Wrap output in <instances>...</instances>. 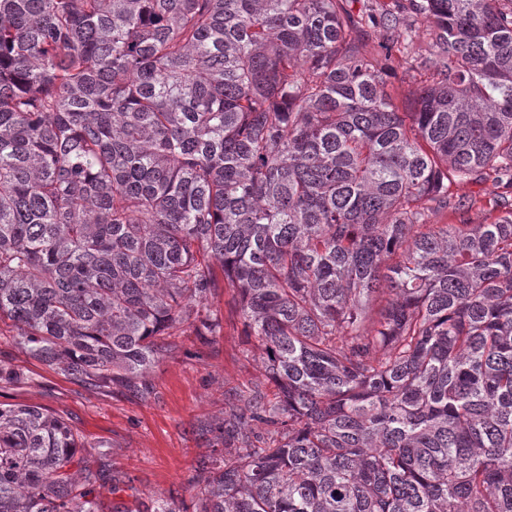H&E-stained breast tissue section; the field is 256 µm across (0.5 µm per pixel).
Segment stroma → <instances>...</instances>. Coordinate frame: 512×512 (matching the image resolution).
Masks as SVG:
<instances>
[{"label": "stroma", "mask_w": 512, "mask_h": 512, "mask_svg": "<svg viewBox=\"0 0 512 512\" xmlns=\"http://www.w3.org/2000/svg\"><path fill=\"white\" fill-rule=\"evenodd\" d=\"M408 0H351L354 15L401 9L413 29L411 41L394 52L386 87L401 111H409L412 92L425 81L431 61L424 26L407 10ZM452 193L473 199L465 217L449 212L432 216L435 224H486L494 214L482 185L460 183ZM240 330L225 327L208 339L187 343L163 358L149 379L153 392L134 398L112 388L74 382L51 370L12 342L9 326L0 323V360L20 374L17 383H0V404L35 406L67 417L83 440L107 444V469L128 473L142 497H187L197 457L207 444L196 430L199 419L224 407L225 391L264 378L258 353H246Z\"/></svg>", "instance_id": "stroma-1"}]
</instances>
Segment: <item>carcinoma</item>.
Wrapping results in <instances>:
<instances>
[{"label":"carcinoma","instance_id":"carcinoma-1","mask_svg":"<svg viewBox=\"0 0 512 512\" xmlns=\"http://www.w3.org/2000/svg\"><path fill=\"white\" fill-rule=\"evenodd\" d=\"M347 2L0 0V322L145 398L224 286L266 378L179 503L0 405V512H512V0H411V112ZM484 187V185L473 183H460L451 187V192L455 196L477 201L464 217L467 224H488L498 214V211L490 212L491 206L486 204Z\"/></svg>","mask_w":512,"mask_h":512}]
</instances>
